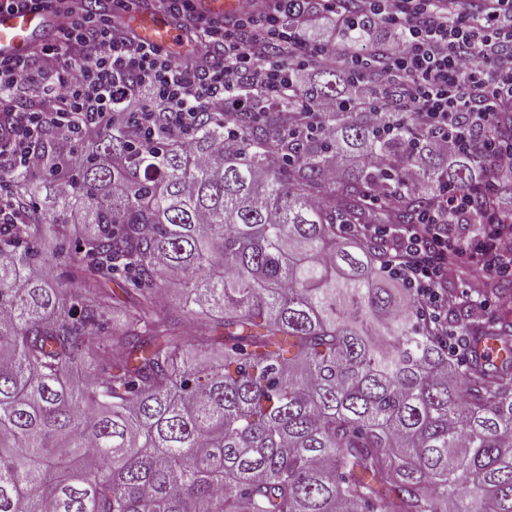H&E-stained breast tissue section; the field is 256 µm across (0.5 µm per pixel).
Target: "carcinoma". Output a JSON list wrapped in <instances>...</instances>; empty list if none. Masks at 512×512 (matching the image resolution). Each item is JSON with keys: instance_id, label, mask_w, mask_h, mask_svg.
<instances>
[{"instance_id": "obj_1", "label": "carcinoma", "mask_w": 512, "mask_h": 512, "mask_svg": "<svg viewBox=\"0 0 512 512\" xmlns=\"http://www.w3.org/2000/svg\"><path fill=\"white\" fill-rule=\"evenodd\" d=\"M302 95L339 99L337 72ZM234 122L216 165L198 161L224 140L211 119L187 142L94 133L66 194L14 171L30 206L0 224V512H512V281L464 365L378 287L385 244L362 233L413 223L444 170L473 186L483 155L420 163L434 133L409 114L324 112L332 140ZM43 140L53 174L64 142ZM355 150L376 162L328 179Z\"/></svg>"}]
</instances>
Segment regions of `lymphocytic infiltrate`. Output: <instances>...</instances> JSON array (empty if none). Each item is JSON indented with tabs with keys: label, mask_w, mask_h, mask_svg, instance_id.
Listing matches in <instances>:
<instances>
[{
	"label": "lymphocytic infiltrate",
	"mask_w": 512,
	"mask_h": 512,
	"mask_svg": "<svg viewBox=\"0 0 512 512\" xmlns=\"http://www.w3.org/2000/svg\"><path fill=\"white\" fill-rule=\"evenodd\" d=\"M187 35L192 54L160 51L123 22L124 0H0L9 9L38 7L56 19L53 39L26 54L0 55V214L10 215L13 170H41L40 140L54 127L68 140L124 126L149 141L157 128L189 139L206 114L233 115L252 100L282 108L285 128L316 126L328 103L301 95L311 69L333 67L344 78L343 102L358 82L378 88L375 112H410L424 130L446 127L449 116L496 126L512 110V0H239L227 23L195 8V0H159ZM363 26L370 43L357 50L342 40ZM472 228L459 233L462 218ZM512 208H475L473 191H441L416 223L371 225L392 241L391 268L414 288L420 308L438 313L460 303L449 280L470 270L485 290L466 300L469 317L486 320L488 290L512 278Z\"/></svg>",
	"instance_id": "obj_1"
}]
</instances>
